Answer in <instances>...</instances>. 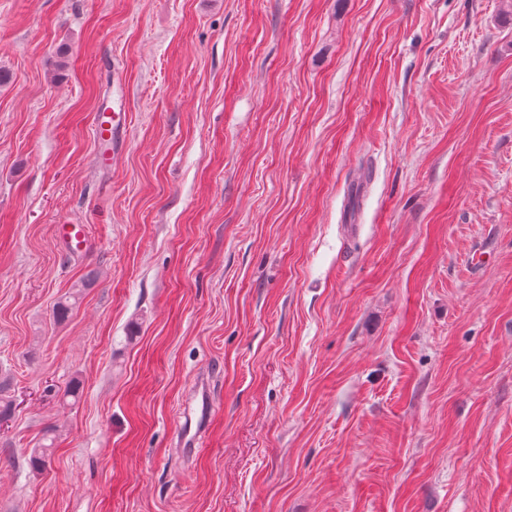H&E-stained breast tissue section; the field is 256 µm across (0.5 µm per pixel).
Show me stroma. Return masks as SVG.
I'll list each match as a JSON object with an SVG mask.
<instances>
[{
    "mask_svg": "<svg viewBox=\"0 0 512 512\" xmlns=\"http://www.w3.org/2000/svg\"><path fill=\"white\" fill-rule=\"evenodd\" d=\"M0 69V512H512L501 0H0ZM94 138L98 144L96 152V165L101 171L112 169V153L118 145L121 130L112 123V114L107 112L106 107L99 109L95 114L93 128ZM103 145L106 146L103 148ZM56 236L60 246L73 254H86L91 251V240L83 224L56 225ZM211 417V394L207 382L201 380L191 392V402L181 412L182 422L177 445L188 450L201 446V437Z\"/></svg>",
    "mask_w": 512,
    "mask_h": 512,
    "instance_id": "stroma-1",
    "label": "stroma"
}]
</instances>
